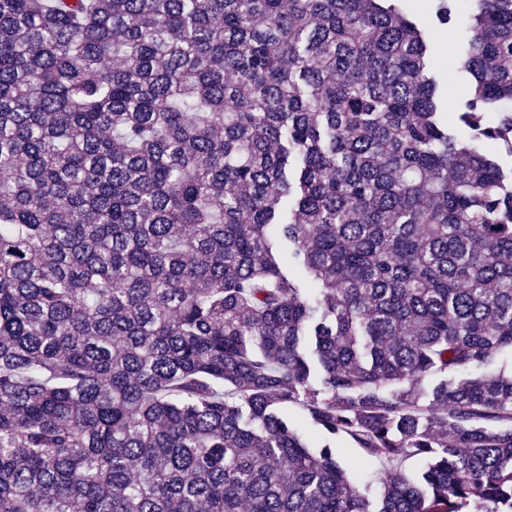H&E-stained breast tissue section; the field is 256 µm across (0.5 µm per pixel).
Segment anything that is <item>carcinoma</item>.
I'll use <instances>...</instances> for the list:
<instances>
[{
    "mask_svg": "<svg viewBox=\"0 0 512 512\" xmlns=\"http://www.w3.org/2000/svg\"><path fill=\"white\" fill-rule=\"evenodd\" d=\"M410 2L0 0V512H512V0ZM338 448L337 458L343 467L352 475L353 478L361 479L368 470V465H364L358 454L345 444L336 445Z\"/></svg>",
    "mask_w": 512,
    "mask_h": 512,
    "instance_id": "1",
    "label": "carcinoma"
}]
</instances>
